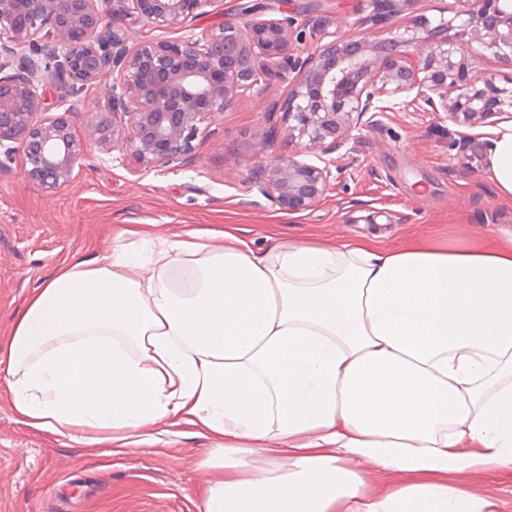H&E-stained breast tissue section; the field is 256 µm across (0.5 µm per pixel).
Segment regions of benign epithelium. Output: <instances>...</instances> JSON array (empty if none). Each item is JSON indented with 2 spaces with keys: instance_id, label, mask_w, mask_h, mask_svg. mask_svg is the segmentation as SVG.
Segmentation results:
<instances>
[{
  "instance_id": "7a95c632",
  "label": "benign epithelium",
  "mask_w": 512,
  "mask_h": 512,
  "mask_svg": "<svg viewBox=\"0 0 512 512\" xmlns=\"http://www.w3.org/2000/svg\"><path fill=\"white\" fill-rule=\"evenodd\" d=\"M214 0H113L115 17L180 29ZM355 34L320 19L245 9L206 35L139 38L104 24L100 0H0V147L22 154L25 179L46 192L68 185L89 147L130 151L145 168L190 158L203 124L276 83L288 86V128L305 148L328 154L381 112L382 97L414 94L409 104L445 112L462 126L512 118V79L472 73L465 47L480 42L512 63V0H452L448 16L406 20L380 0ZM112 80V118L76 132L70 111L50 112L42 89H84ZM329 167L279 155L251 183L280 210L312 209L327 190Z\"/></svg>"
}]
</instances>
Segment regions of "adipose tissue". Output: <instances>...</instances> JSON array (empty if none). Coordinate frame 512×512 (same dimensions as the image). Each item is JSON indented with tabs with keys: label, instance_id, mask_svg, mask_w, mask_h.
I'll return each instance as SVG.
<instances>
[{
	"label": "adipose tissue",
	"instance_id": "ef3b65f1",
	"mask_svg": "<svg viewBox=\"0 0 512 512\" xmlns=\"http://www.w3.org/2000/svg\"><path fill=\"white\" fill-rule=\"evenodd\" d=\"M512 202V122L486 131ZM60 266L30 295L5 356L20 422L104 433L165 419L219 440L203 512H488L464 486L362 496L360 465L469 475L512 466V234L439 244L230 231L150 238ZM275 475L248 479L263 444ZM476 444L480 453H466Z\"/></svg>",
	"mask_w": 512,
	"mask_h": 512
}]
</instances>
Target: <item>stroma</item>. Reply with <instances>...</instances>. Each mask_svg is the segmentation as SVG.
Segmentation results:
<instances>
[{
	"mask_svg": "<svg viewBox=\"0 0 512 512\" xmlns=\"http://www.w3.org/2000/svg\"><path fill=\"white\" fill-rule=\"evenodd\" d=\"M244 0H215L206 13L167 40L202 36L238 17ZM322 15L344 33L359 31L372 0H321ZM286 85L239 99L207 122L195 158L157 168L139 165L125 150L92 148L71 182L46 193L22 176V157L0 166V353L35 288L57 268L109 255L114 247L150 236L229 230L263 251L279 239H374L390 248L414 238L440 243L482 233L512 232V204L499 200L486 170L481 127H463L446 114L390 105L353 131L335 152L298 153L299 161L329 166V187L311 210L288 213L252 188L259 164L289 153L288 119L281 110ZM48 102L71 109L75 129L95 115H111L109 84L79 94L52 86ZM139 443L115 440L98 451L52 433L35 432L14 413L0 371V512H202L200 492L220 470L204 467L215 439L196 425L164 421L140 429ZM364 494L381 498L423 475L362 469ZM490 502V512H512V468H489L460 479Z\"/></svg>",
	"mask_w": 512,
	"mask_h": 512,
	"instance_id": "35a3bbf8",
	"label": "stroma"
}]
</instances>
